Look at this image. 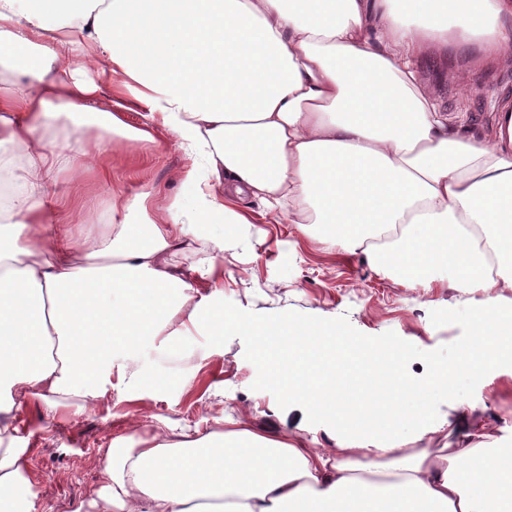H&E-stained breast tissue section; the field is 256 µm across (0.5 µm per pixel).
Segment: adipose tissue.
Returning a JSON list of instances; mask_svg holds the SVG:
<instances>
[{"label": "adipose tissue", "instance_id": "adipose-tissue-1", "mask_svg": "<svg viewBox=\"0 0 512 512\" xmlns=\"http://www.w3.org/2000/svg\"><path fill=\"white\" fill-rule=\"evenodd\" d=\"M512 60V0H0V512L37 493L10 422L37 396H102L141 383L142 345L214 330L259 336L272 384L336 423V445L274 438L230 419L221 432L166 433L110 448L101 512H512V448L475 428L461 447L424 448L430 406L463 378L512 369V96L487 131L448 114L416 67L438 48ZM100 69L169 131L186 162L178 194L110 196L111 224L51 233L43 199L62 174L109 180L102 151L48 132L80 118L98 141L144 130L90 106ZM363 253L410 288L448 283L478 296L473 338L425 377L336 323H273L197 301L176 264H212L238 237L237 202ZM83 255V265L73 263ZM362 359V387L324 361Z\"/></svg>", "mask_w": 512, "mask_h": 512}]
</instances>
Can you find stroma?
Instances as JSON below:
<instances>
[{
	"mask_svg": "<svg viewBox=\"0 0 512 512\" xmlns=\"http://www.w3.org/2000/svg\"><path fill=\"white\" fill-rule=\"evenodd\" d=\"M473 51L451 48L419 61L423 78L445 110L466 106L476 127H485L498 97L512 92V63L493 69L472 64ZM101 91L95 107L115 112L128 125L149 128L150 140L112 154L111 180L126 196L150 187L161 200L177 194L175 172L184 163L171 134L149 127L146 107L132 93L108 94V74L95 77ZM469 87L461 99V87ZM249 218L234 248L219 255L215 274L224 278V308L258 321L280 316L337 323L351 335L377 343L400 338L407 352L400 364L421 378L433 360L455 362L471 339V310L477 297L452 288H408L382 278L363 255H344L329 243L302 234L296 225L271 222L263 208L244 202ZM258 336L229 327L214 335L207 324L187 336L154 345L137 356L143 381L134 389L115 384L91 407L68 396L57 411L39 401L17 412L19 433L31 448V479L37 512H64L74 496L94 498L104 484L101 459L113 439L148 437L169 428L207 433L221 415H250L252 428L272 434L330 442L334 423L289 399L272 385L257 352ZM478 418L499 427L512 446V373L495 370L462 381L429 409L430 422Z\"/></svg>",
	"mask_w": 512,
	"mask_h": 512,
	"instance_id": "stroma-1",
	"label": "stroma"
}]
</instances>
